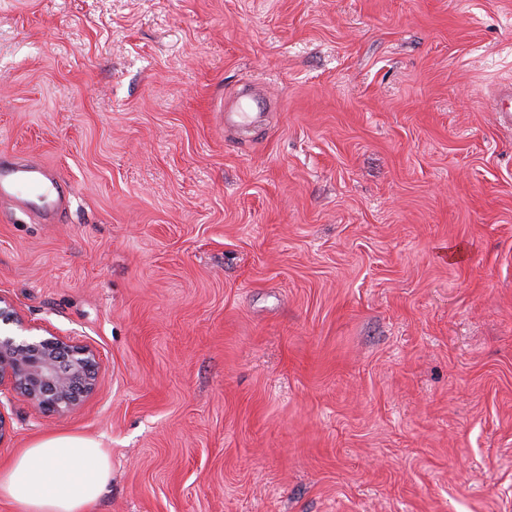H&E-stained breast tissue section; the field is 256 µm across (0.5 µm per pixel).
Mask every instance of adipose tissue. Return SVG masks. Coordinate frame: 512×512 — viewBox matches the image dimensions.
Listing matches in <instances>:
<instances>
[{"mask_svg":"<svg viewBox=\"0 0 512 512\" xmlns=\"http://www.w3.org/2000/svg\"><path fill=\"white\" fill-rule=\"evenodd\" d=\"M111 481V455L97 441L49 435L0 466V498L15 512H90Z\"/></svg>","mask_w":512,"mask_h":512,"instance_id":"obj_1","label":"adipose tissue"}]
</instances>
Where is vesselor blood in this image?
Instances as JSON below:
<instances>
[{
	"label": "vessel or blood",
	"mask_w": 512,
	"mask_h": 512,
	"mask_svg": "<svg viewBox=\"0 0 512 512\" xmlns=\"http://www.w3.org/2000/svg\"><path fill=\"white\" fill-rule=\"evenodd\" d=\"M42 204L38 214L42 219L59 218L70 203V193L41 166L8 153H0V203L29 205L31 197Z\"/></svg>",
	"instance_id": "vessel-or-blood-1"
}]
</instances>
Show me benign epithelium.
<instances>
[{
    "label": "benign epithelium",
    "instance_id": "benign-epithelium-1",
    "mask_svg": "<svg viewBox=\"0 0 512 512\" xmlns=\"http://www.w3.org/2000/svg\"><path fill=\"white\" fill-rule=\"evenodd\" d=\"M100 367L94 349L69 338L0 333V393L10 390L45 413L76 410L95 390Z\"/></svg>",
    "mask_w": 512,
    "mask_h": 512
}]
</instances>
